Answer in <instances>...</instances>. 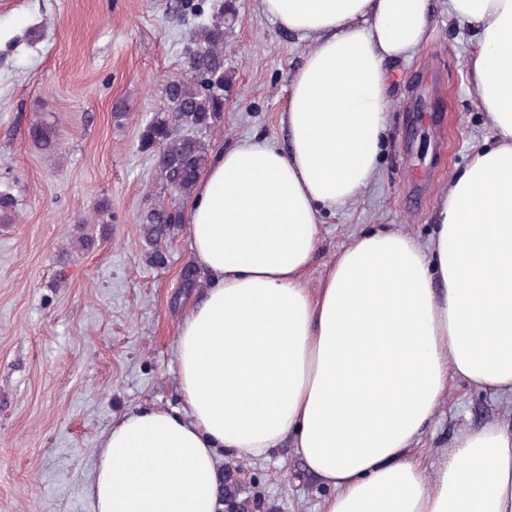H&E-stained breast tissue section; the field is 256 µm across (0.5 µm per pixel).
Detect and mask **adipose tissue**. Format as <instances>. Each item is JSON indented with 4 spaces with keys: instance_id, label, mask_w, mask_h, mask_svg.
<instances>
[{
    "instance_id": "ef3b65f1",
    "label": "adipose tissue",
    "mask_w": 512,
    "mask_h": 512,
    "mask_svg": "<svg viewBox=\"0 0 512 512\" xmlns=\"http://www.w3.org/2000/svg\"><path fill=\"white\" fill-rule=\"evenodd\" d=\"M314 47L283 105L288 149L251 137L198 178L185 232L208 277L182 319V412L140 409L103 434L92 512H218L217 449L291 441L330 488L321 512H512V427L418 444L458 375L512 398V0H448L475 33L469 80L493 138L449 181L429 243L356 236L317 290L322 210L353 205L387 139V62L431 34V0H257Z\"/></svg>"
}]
</instances>
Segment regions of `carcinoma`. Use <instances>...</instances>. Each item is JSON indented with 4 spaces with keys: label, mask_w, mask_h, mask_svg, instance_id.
I'll return each instance as SVG.
<instances>
[{
    "label": "carcinoma",
    "mask_w": 512,
    "mask_h": 512,
    "mask_svg": "<svg viewBox=\"0 0 512 512\" xmlns=\"http://www.w3.org/2000/svg\"><path fill=\"white\" fill-rule=\"evenodd\" d=\"M211 19L198 25L189 36L187 73L170 79L165 86L161 113L151 120L141 137L140 148L158 158L161 179L172 192L187 196L206 167L214 131L223 127L224 89L231 75L224 63V46L237 23L235 0H216ZM182 223L181 212L164 205L149 210L141 219L145 233L155 246L152 259H164L162 243L172 228ZM224 512H253L255 498L231 467L224 471Z\"/></svg>",
    "instance_id": "obj_1"
}]
</instances>
